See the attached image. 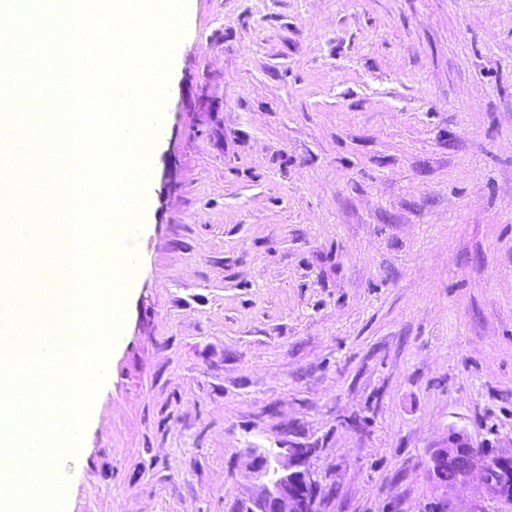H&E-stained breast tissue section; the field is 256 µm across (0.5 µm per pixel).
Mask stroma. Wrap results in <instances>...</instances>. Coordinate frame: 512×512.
Instances as JSON below:
<instances>
[{"label":"stroma","instance_id":"obj_1","mask_svg":"<svg viewBox=\"0 0 512 512\" xmlns=\"http://www.w3.org/2000/svg\"><path fill=\"white\" fill-rule=\"evenodd\" d=\"M124 334L66 512H430L512 445V0H187ZM511 447L512 445L509 450L486 449L485 459L478 461L472 457L474 447L468 435L461 430L450 428L446 440L433 450L430 457L432 478L444 493V498L432 512H460L453 506L449 495L457 488L474 482L484 488L491 500L511 506ZM473 456L481 458L483 449L474 448ZM450 468H455V473L448 471ZM447 474L448 482H446ZM448 483L451 484L448 485ZM256 455L251 467L261 483L248 512H318L319 483L307 467L308 448H279Z\"/></svg>","mask_w":512,"mask_h":512}]
</instances>
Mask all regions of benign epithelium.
I'll return each mask as SVG.
<instances>
[{
  "instance_id": "7a95c632",
  "label": "benign epithelium",
  "mask_w": 512,
  "mask_h": 512,
  "mask_svg": "<svg viewBox=\"0 0 512 512\" xmlns=\"http://www.w3.org/2000/svg\"><path fill=\"white\" fill-rule=\"evenodd\" d=\"M473 445L461 430L449 429L445 441L430 457V471L444 498L434 512H458L450 494L457 488L478 483L489 498L502 505H512V448L485 450V459L472 457ZM308 448H282L255 456L251 467L261 483L248 512H318L319 483L307 467ZM455 469L453 482H446L448 469Z\"/></svg>"
}]
</instances>
